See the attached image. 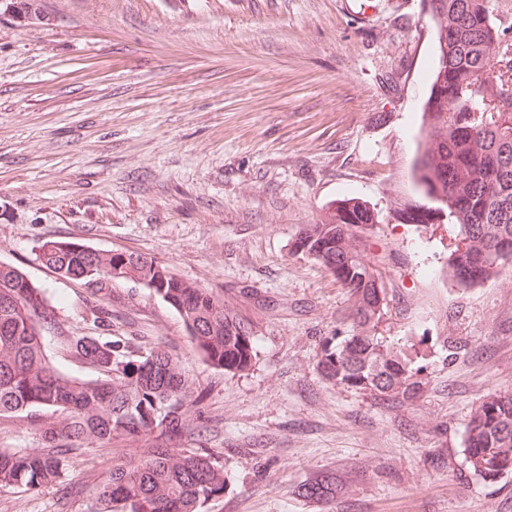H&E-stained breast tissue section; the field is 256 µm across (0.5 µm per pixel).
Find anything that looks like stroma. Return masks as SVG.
I'll return each instance as SVG.
<instances>
[{
    "instance_id": "obj_1",
    "label": "stroma",
    "mask_w": 512,
    "mask_h": 512,
    "mask_svg": "<svg viewBox=\"0 0 512 512\" xmlns=\"http://www.w3.org/2000/svg\"><path fill=\"white\" fill-rule=\"evenodd\" d=\"M0 0V261L45 293L65 336L124 337L178 358L205 392V426L230 476L204 512H512V476L488 483L463 455L470 416L512 390V265L471 288L446 277L456 229L411 224L416 136L436 67L422 0H36L21 22ZM378 214L388 345L423 344L422 390L379 403L325 381L319 339L349 306L300 225L333 200ZM49 239L132 250L217 290L256 331L232 374L191 350L178 314L131 281L93 291L39 257ZM109 326L95 323L97 308ZM36 416L0 417V451L36 452ZM81 448L61 483L0 490V512H89L93 484L134 448ZM320 471L347 492L295 496Z\"/></svg>"
}]
</instances>
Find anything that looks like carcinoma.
Instances as JSON below:
<instances>
[{
    "mask_svg": "<svg viewBox=\"0 0 512 512\" xmlns=\"http://www.w3.org/2000/svg\"><path fill=\"white\" fill-rule=\"evenodd\" d=\"M438 63L423 109L421 149L411 168L416 192L438 218L457 229L448 277L463 288L482 284L512 264V96L499 98L506 69L512 84V26L492 0H428ZM378 214L357 198L329 205L296 232L292 250L319 262L349 296L347 316L321 341L316 368L336 385L404 404L420 393L424 366L393 352L379 326L388 302L380 262L365 240ZM49 268L97 288L136 282L173 308L192 350L210 367L249 370L256 359L251 324L224 298L179 275L168 264L134 251H88L66 241L41 246ZM54 324L42 292L24 272L0 262V417L45 411L39 431L47 449L0 451V489L34 490L59 483L72 467L71 451L85 445L148 437V445L112 463L87 488L91 512H203L224 494L228 472L215 451L198 441L181 447L187 419L202 408V393L165 350L132 354L120 339L68 336L62 348L94 366L99 377H69L48 359L43 331ZM463 454L483 481L512 474V391L486 396L467 425ZM343 493L334 472H322L294 494L327 503Z\"/></svg>",
    "mask_w": 512,
    "mask_h": 512,
    "instance_id": "cac0c4a2",
    "label": "carcinoma"
}]
</instances>
